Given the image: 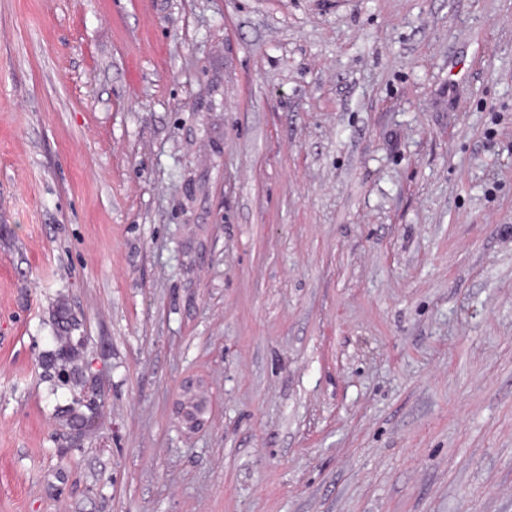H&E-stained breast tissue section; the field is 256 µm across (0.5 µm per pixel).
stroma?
Instances as JSON below:
<instances>
[{"instance_id":"1","label":"stroma","mask_w":512,"mask_h":512,"mask_svg":"<svg viewBox=\"0 0 512 512\" xmlns=\"http://www.w3.org/2000/svg\"><path fill=\"white\" fill-rule=\"evenodd\" d=\"M0 512H512V0H0ZM57 345L50 351L44 360L45 370L53 372L58 382L66 385L71 379L68 368L74 365L84 345L83 339L79 336H71L77 329L78 323L72 316L69 309L61 306L56 313ZM78 407H85L90 413V416H87L85 413L80 412L76 407H68L63 411L66 420L71 428L74 431L76 437H82L85 435L86 429L91 426L93 415L97 413L98 409L103 406L101 402H98L97 399H84L79 398L75 400V403Z\"/></svg>"}]
</instances>
